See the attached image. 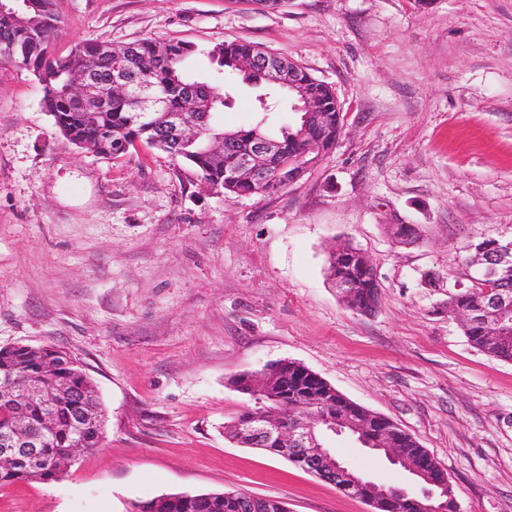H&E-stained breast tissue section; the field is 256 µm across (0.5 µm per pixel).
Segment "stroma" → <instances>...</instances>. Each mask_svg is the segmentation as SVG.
Masks as SVG:
<instances>
[{
  "instance_id": "stroma-1",
  "label": "stroma",
  "mask_w": 512,
  "mask_h": 512,
  "mask_svg": "<svg viewBox=\"0 0 512 512\" xmlns=\"http://www.w3.org/2000/svg\"><path fill=\"white\" fill-rule=\"evenodd\" d=\"M57 13L59 55L88 39L186 41L199 77L226 41L287 56L335 90L344 129L282 191L227 198L147 145L117 159L72 145L33 72L0 60V346L69 352L106 414L99 447L57 481L0 488V512L223 491L370 512L226 438L257 405L234 378L284 360L411 434L460 512H512V362L448 313L468 245L512 237V0H57ZM265 91L232 82L219 124H293L285 99L256 113ZM343 241L377 273L372 312L327 277ZM334 450L376 483H409L383 455Z\"/></svg>"
}]
</instances>
